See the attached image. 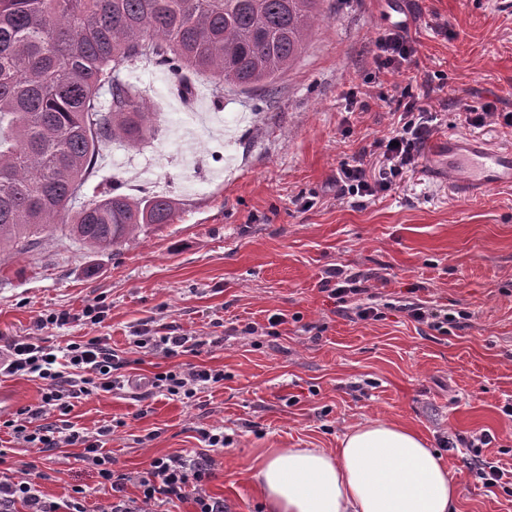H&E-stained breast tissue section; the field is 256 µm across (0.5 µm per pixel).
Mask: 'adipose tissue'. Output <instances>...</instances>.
<instances>
[{
    "instance_id": "adipose-tissue-1",
    "label": "adipose tissue",
    "mask_w": 512,
    "mask_h": 512,
    "mask_svg": "<svg viewBox=\"0 0 512 512\" xmlns=\"http://www.w3.org/2000/svg\"><path fill=\"white\" fill-rule=\"evenodd\" d=\"M251 470L264 512H456L460 486L413 429L366 418L337 451L272 448Z\"/></svg>"
}]
</instances>
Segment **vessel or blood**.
<instances>
[{"label": "vessel or blood", "instance_id": "b4317fda", "mask_svg": "<svg viewBox=\"0 0 512 512\" xmlns=\"http://www.w3.org/2000/svg\"><path fill=\"white\" fill-rule=\"evenodd\" d=\"M435 175L468 196L477 197L494 188H512V149L480 138L449 139Z\"/></svg>", "mask_w": 512, "mask_h": 512}]
</instances>
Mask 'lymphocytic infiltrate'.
Here are the masks:
<instances>
[{
    "label": "lymphocytic infiltrate",
    "mask_w": 512,
    "mask_h": 512,
    "mask_svg": "<svg viewBox=\"0 0 512 512\" xmlns=\"http://www.w3.org/2000/svg\"><path fill=\"white\" fill-rule=\"evenodd\" d=\"M376 46L377 65L386 71L406 70L416 55L413 41L399 28L380 34ZM397 107L400 119L389 136L376 140L368 153L340 165L336 184L342 197L376 196L395 186L404 173L416 169L422 145L433 132L435 116L408 91ZM328 276L336 281L328 296L338 313L353 312L362 320L378 318L376 307L350 304L351 295L367 293L364 277L338 267L330 269ZM130 342L143 352L161 353L174 363L173 369L145 378V397L158 394L191 402L202 390L224 380L223 370L182 360L184 354L200 352L205 346H220L223 337L187 336L146 327L137 329ZM128 365V360L120 357L103 336L62 346L48 344L43 336H0V377L21 376L43 382L39 402L17 408L0 420V430L24 448L46 453L77 449L78 461L93 471L101 488L109 492V512H170V505L185 500L193 502L195 512H225L223 499L206 490L215 466L212 453L225 445L223 433L202 431L207 451L153 458L148 471L135 477L112 467V453L105 445L114 432L113 424L89 430L69 422L75 400L122 388L121 371ZM45 478V473L31 463L17 470H1L0 512H91L85 488L73 486L57 502L43 493L41 482ZM131 482L137 486L138 496L127 495L126 487Z\"/></svg>",
    "instance_id": "obj_1"
}]
</instances>
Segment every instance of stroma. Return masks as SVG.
Returning <instances> with one entry per match:
<instances>
[{
	"label": "stroma",
	"instance_id": "35a3bbf8",
	"mask_svg": "<svg viewBox=\"0 0 512 512\" xmlns=\"http://www.w3.org/2000/svg\"><path fill=\"white\" fill-rule=\"evenodd\" d=\"M417 54L402 73H378L376 39L392 22L381 0H324V19L273 93L216 90L202 76L183 96L173 74L138 62L120 71L160 115L157 137L134 148L115 142L97 156L79 198L122 193L176 199L172 224L117 253H96L64 230L0 257V334L37 335L49 311L72 319L45 331L55 343L104 336L134 374L166 369L128 337L141 324L222 346L186 362L224 372L223 385L191 404L162 396L139 402L135 388L79 400L69 415L94 429L124 420L108 444L115 469L145 471L152 458L204 450L200 431L224 428L208 492L228 512H262L248 467L268 448L335 449L364 419L404 424L438 450L461 483L458 512H512V493L469 476L465 448L449 439L491 435L488 461L512 469V189L484 197L450 194L429 175L449 136L512 148V130L468 126L467 107L512 113V0H405ZM412 87L438 114L415 172L362 206L339 198L336 172L389 134L396 103ZM369 278L381 316L345 317L322 290L327 268ZM102 323L80 314L95 297ZM428 301L467 318L438 331L398 302ZM288 318L278 336L245 325ZM7 466L36 463L50 498L91 490L110 497L74 457L12 445Z\"/></svg>",
	"mask_w": 512,
	"mask_h": 512
}]
</instances>
